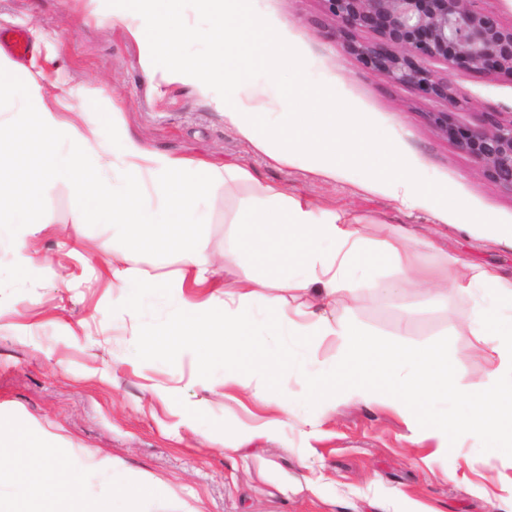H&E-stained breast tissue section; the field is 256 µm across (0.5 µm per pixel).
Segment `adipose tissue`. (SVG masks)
<instances>
[{"label": "adipose tissue", "instance_id": "obj_1", "mask_svg": "<svg viewBox=\"0 0 512 512\" xmlns=\"http://www.w3.org/2000/svg\"><path fill=\"white\" fill-rule=\"evenodd\" d=\"M40 98V85L21 78L13 63L0 58V112L34 111L35 142L48 139L63 146L40 168L37 182L67 181L76 199H91L102 219L124 226L130 235L148 239L156 247L177 243L187 254L188 270L145 280L138 279L128 264L113 263L112 285L130 293L133 307L163 297L189 312V319L146 334L143 346L149 355H191L200 367H221L225 384L251 392L259 402H276L277 416L246 429L245 438L278 431L293 401L285 393L274 396L271 386L286 383L295 373L306 376L316 399L384 398L404 417L417 443L433 439L444 450L449 438L461 432L487 443L512 441V278L490 266H461L454 260L438 270L425 268L418 264L408 236L374 247L361 233L357 215L336 213L289 195L281 185L261 182L258 192L269 207L242 213L235 226L236 246L225 251L224 262L229 265L244 256L262 268L278 267V277L251 279L220 299L189 298L184 293L186 280L203 283L211 266L188 236L191 227L209 220L202 189L223 178L251 179V172L241 166L218 170L160 154L122 133L112 140V154L120 162L115 181L97 179L101 154L88 152L86 136L53 110L39 107ZM16 161L15 153L0 151V237L15 236L26 227L34 233L40 230L36 210L16 205L13 199ZM146 173L164 201L161 209L132 206ZM377 249L430 299H447L453 291L473 295L469 332L499 359L488 381L454 386L447 378V348L404 351L393 342L366 336L352 324L290 306L280 295L284 289H312L326 303L350 306L359 290L378 286L369 261ZM258 302L264 306L259 313L254 310ZM258 336L263 344H255ZM330 339L340 342L339 355L333 363L315 365L313 348ZM256 356L264 361L270 388L253 386L243 372L247 360ZM55 457V452L47 451L28 458L17 487L20 503L15 512H30L29 494L40 479L54 485L59 495L76 497L75 475L58 468Z\"/></svg>", "mask_w": 512, "mask_h": 512}]
</instances>
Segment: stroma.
I'll list each match as a JSON object with an SVG mask.
<instances>
[{
    "mask_svg": "<svg viewBox=\"0 0 512 512\" xmlns=\"http://www.w3.org/2000/svg\"><path fill=\"white\" fill-rule=\"evenodd\" d=\"M255 11L303 56L314 81L332 87L377 124L424 178L436 181L475 211L512 222V193L478 175L471 160L436 133L426 115L442 111L433 98L395 86L344 51L324 23L321 0H252ZM27 28L33 46L18 67L43 88L44 103L87 131L90 149L112 141L113 128L151 150L216 167L242 165L254 181H217L203 203L209 221L192 230L195 244L217 262L201 297L223 296L255 269L249 261L223 267L232 225L262 207L256 181L287 186L339 211L355 212L375 242L402 231L418 239V261L444 266L449 258L497 268L512 276L506 232L438 222L430 208H403L362 189L357 177L329 179L270 159L224 122L215 96L190 83H154L139 60L145 50L114 24L106 0H0V28ZM469 94L458 125L488 112L512 111V80L451 71ZM115 111L116 125L90 131L84 108ZM45 157L31 147L19 162V199L31 200L47 230L19 242H0V422L28 426L42 444L64 447L57 464L77 472L83 495L98 497L112 473L131 482H158L166 492L133 504L135 512H506L501 487L512 481V446L489 448L474 438L448 442L431 460L432 444L408 440L403 420L381 402L346 401L323 411L309 401L305 378L289 376L295 402L273 437L239 442L240 428L260 423L266 408L247 394L225 391L220 369L201 371L191 358L159 362L141 354L148 331L183 319L176 303L151 300L141 310L112 288L106 265L85 259L129 254L148 278L185 267L179 249L163 252L132 241L119 226L96 219L68 184L37 186ZM395 292L360 291L351 310L331 318L404 348L448 349V372L467 386L483 380L498 359L476 351L468 330L469 294L435 301L398 281ZM320 422L315 436L306 423ZM458 479H449L450 471Z\"/></svg>",
    "mask_w": 512,
    "mask_h": 512,
    "instance_id": "1",
    "label": "stroma"
}]
</instances>
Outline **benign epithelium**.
<instances>
[{
    "instance_id": "1",
    "label": "benign epithelium",
    "mask_w": 512,
    "mask_h": 512,
    "mask_svg": "<svg viewBox=\"0 0 512 512\" xmlns=\"http://www.w3.org/2000/svg\"><path fill=\"white\" fill-rule=\"evenodd\" d=\"M328 27L375 74L394 85L442 101L429 112V125L469 157L475 171L512 193V112H491L482 123L462 127L453 114L467 93L451 74H437L428 62L450 69L512 77V24L477 6L478 0H322ZM364 29L374 39L353 40Z\"/></svg>"
}]
</instances>
